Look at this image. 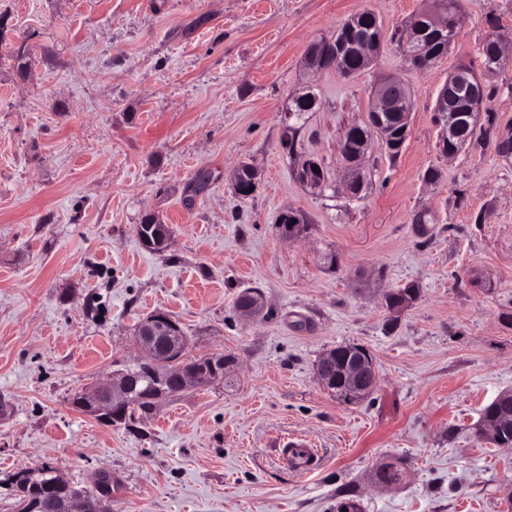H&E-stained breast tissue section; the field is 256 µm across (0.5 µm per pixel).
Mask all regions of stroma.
Listing matches in <instances>:
<instances>
[{"instance_id": "1", "label": "stroma", "mask_w": 512, "mask_h": 512, "mask_svg": "<svg viewBox=\"0 0 512 512\" xmlns=\"http://www.w3.org/2000/svg\"><path fill=\"white\" fill-rule=\"evenodd\" d=\"M428 0H0V477L47 463L92 487L112 474V512H507L512 448L476 436L512 391V0H462L458 35L428 68L394 29ZM373 13L385 35L365 70L303 66L308 46ZM502 35L508 59L469 146L442 153L435 112L458 65ZM30 49L19 73L12 52ZM401 80L411 121L397 157L370 149L348 199L341 143L377 81ZM314 91L297 151L323 189L292 173L289 101ZM259 176L249 196L230 175ZM436 170L437 180L427 178ZM302 237L284 236L288 211ZM435 221L419 226V213ZM171 230L161 252L136 226ZM408 284L399 316L383 294ZM259 289L248 320L238 294ZM168 312L189 353L234 359L132 427L71 400L138 355L133 329ZM373 355L374 394L343 403L315 375L320 354ZM401 460L400 484L371 479Z\"/></svg>"}]
</instances>
